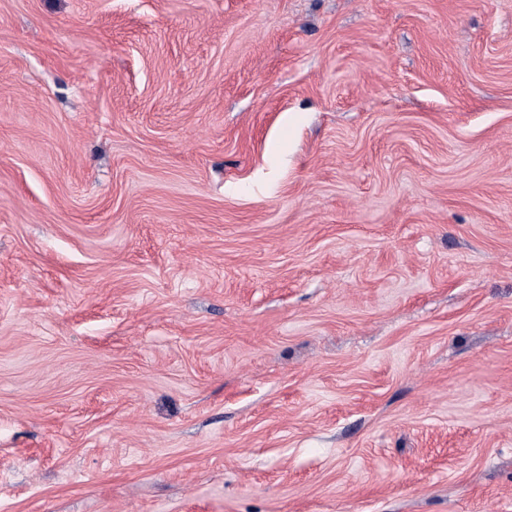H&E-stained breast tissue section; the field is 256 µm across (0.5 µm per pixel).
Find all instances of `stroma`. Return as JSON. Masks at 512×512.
Instances as JSON below:
<instances>
[{
  "label": "stroma",
  "mask_w": 512,
  "mask_h": 512,
  "mask_svg": "<svg viewBox=\"0 0 512 512\" xmlns=\"http://www.w3.org/2000/svg\"><path fill=\"white\" fill-rule=\"evenodd\" d=\"M0 512H512V0H0Z\"/></svg>",
  "instance_id": "obj_1"
}]
</instances>
